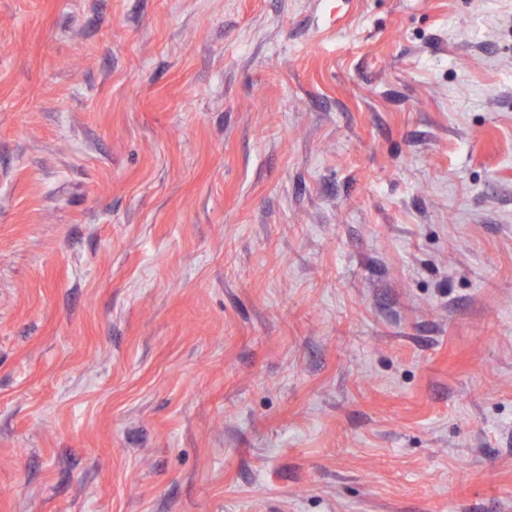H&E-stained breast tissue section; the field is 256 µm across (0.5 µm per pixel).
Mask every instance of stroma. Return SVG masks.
I'll return each instance as SVG.
<instances>
[{"label": "stroma", "instance_id": "35a3bbf8", "mask_svg": "<svg viewBox=\"0 0 512 512\" xmlns=\"http://www.w3.org/2000/svg\"><path fill=\"white\" fill-rule=\"evenodd\" d=\"M0 512H512V0H0Z\"/></svg>", "mask_w": 512, "mask_h": 512}]
</instances>
